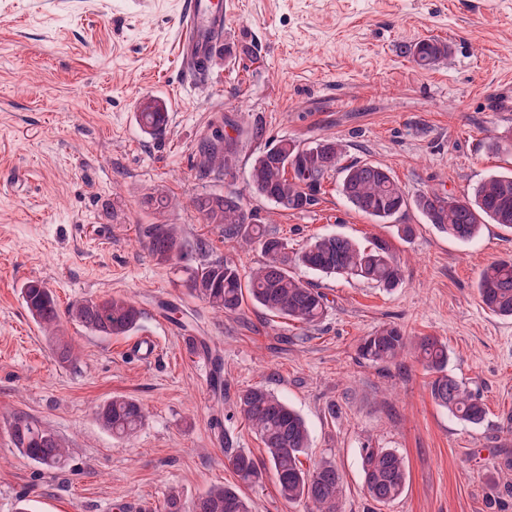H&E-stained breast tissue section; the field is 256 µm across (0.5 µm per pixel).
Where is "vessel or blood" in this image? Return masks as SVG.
I'll return each mask as SVG.
<instances>
[{"instance_id": "vessel-or-blood-1", "label": "vessel or blood", "mask_w": 512, "mask_h": 512, "mask_svg": "<svg viewBox=\"0 0 512 512\" xmlns=\"http://www.w3.org/2000/svg\"><path fill=\"white\" fill-rule=\"evenodd\" d=\"M224 21V0H186L179 55L182 66L191 74L202 76L200 63L220 45Z\"/></svg>"}]
</instances>
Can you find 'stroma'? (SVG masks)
Returning a JSON list of instances; mask_svg holds the SVG:
<instances>
[{
	"label": "stroma",
	"mask_w": 512,
	"mask_h": 512,
	"mask_svg": "<svg viewBox=\"0 0 512 512\" xmlns=\"http://www.w3.org/2000/svg\"><path fill=\"white\" fill-rule=\"evenodd\" d=\"M185 0H0V512L20 496L35 512H163L169 491L194 501L237 486L252 512H307L284 501L273 480L239 485L228 449L263 457L237 408L262 386L305 419L304 466L335 459L344 475L341 512H512V318L479 301L492 261L512 258V228L484 225L462 242L408 208L380 223L355 210L339 177L316 205L288 211L253 194V160L266 141L347 144L343 163L388 168L409 195L460 197L512 170V0H226L221 45L209 78L192 83L177 56ZM424 39L448 43L429 68L403 54ZM167 105L158 137L137 121L144 100ZM262 126V139L250 135ZM236 141L231 173L202 174L198 147L214 129ZM242 194L266 233L296 251L310 238L387 240L401 261L397 288L300 270L329 300L325 318L303 326L252 301L225 315L191 297L179 264L158 263L139 243L142 224H174L182 237L211 239L242 275L259 245L227 240L204 224L196 195ZM151 195L172 199L162 214ZM411 224L413 238L398 237ZM31 280L60 307L105 295L141 310L138 333L161 352L142 363L128 337L103 338L67 322L77 359L29 317ZM435 336L448 373L480 395L486 415L471 425L438 406L430 375L413 358L372 365L360 339L382 325ZM198 337L224 370L223 392L207 385L185 336ZM122 395L140 403L144 426L113 438L94 408ZM23 414L69 446L48 472L11 444L6 422ZM391 448L409 482L394 503L374 504L362 476L364 446Z\"/></svg>",
	"instance_id": "stroma-1"
}]
</instances>
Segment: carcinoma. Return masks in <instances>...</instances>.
Masks as SVG:
<instances>
[{
    "instance_id": "obj_1",
    "label": "carcinoma",
    "mask_w": 512,
    "mask_h": 512,
    "mask_svg": "<svg viewBox=\"0 0 512 512\" xmlns=\"http://www.w3.org/2000/svg\"><path fill=\"white\" fill-rule=\"evenodd\" d=\"M447 53V44L434 39L404 46V54L421 68L431 66ZM138 121L145 133L158 136L166 129L168 112L163 107L140 112ZM344 153L345 145L339 139H322L306 147L281 139L255 158L249 187L283 210L302 212L315 204L323 183L340 173L341 194L357 211L379 222L389 221L413 206L427 223L460 241L473 239L488 220L512 228V173L489 176L463 199H450L437 192H423L411 198L380 164L354 161L340 165ZM235 159L231 138L217 134L200 146V168L204 172L216 168L228 173L235 166ZM191 204L203 222L212 225L222 237L258 242L265 263L245 280L233 261L212 256L209 239L188 240L173 224L140 225L139 242L158 262L185 263L190 296L222 313L236 312L247 295L274 316L305 325L319 323L326 316L327 296L313 283L294 276V266L325 276L371 281L385 289L398 286L402 280V268L383 239L363 246L346 237L325 235L290 253L282 239L266 234L261 225L252 222V214L232 193L199 195ZM477 291L489 311L512 317V259L496 260L486 266L479 276ZM22 295L33 320L48 334H57L61 316L53 291L39 281H30L24 285ZM66 314L102 337L127 335L137 328L141 317L133 301L112 295L74 303ZM411 352L433 375L429 390L437 405L465 422L476 424L483 420L482 399L447 374L448 349L437 337L421 336L413 342L400 327L386 325L363 337L358 346L359 356L375 365L396 363ZM237 406L266 453L262 465L245 450L228 456L240 481L247 486H260L270 473L286 501H305L312 505L310 512H340L344 478L336 462L323 458L311 470L303 467L301 457L310 447V435L302 416L261 386L242 391ZM95 416L118 439L132 438L146 420L142 406L124 396H114L98 405ZM8 433L19 453L43 469L52 471L65 466L68 445L38 421L16 415L9 423ZM362 472L367 495L379 505L396 501L405 491L406 464L391 448L362 449ZM164 512L251 510L237 490L215 486L189 505L177 492H169Z\"/></svg>"
}]
</instances>
